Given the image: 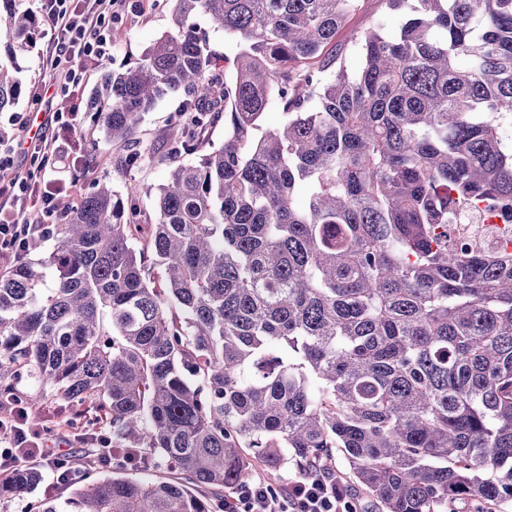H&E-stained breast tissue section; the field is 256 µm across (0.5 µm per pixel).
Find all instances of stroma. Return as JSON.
Returning <instances> with one entry per match:
<instances>
[{
  "instance_id": "obj_1",
  "label": "stroma",
  "mask_w": 512,
  "mask_h": 512,
  "mask_svg": "<svg viewBox=\"0 0 512 512\" xmlns=\"http://www.w3.org/2000/svg\"><path fill=\"white\" fill-rule=\"evenodd\" d=\"M417 4L418 0H407L402 10L392 12L385 7L383 0H359L357 8L348 15L343 28L336 36L337 50L346 52L348 60H355L356 51L351 42L353 35L366 32L378 25L383 26L386 32H397L403 22L412 15ZM171 9L170 0H135L133 6L127 7L122 18L116 22L117 28L124 31L125 37L114 42L109 67L118 69L133 65L146 47L164 32L169 31ZM45 51V33L40 30L37 31L29 51L18 55L14 60L21 67L19 77L24 84L25 94L16 113L0 114L1 137L27 140L45 134L47 112H37V119L24 129L19 128L16 122L17 113L34 110L36 96L41 95L50 100L55 95V86L47 84L42 72L41 61ZM178 105V98L170 97L159 102L156 108L145 116L135 134L145 160L131 169L114 164L115 151L111 142L93 126L90 117H83L77 132L81 153L92 159L95 166L89 174L79 176L75 173L73 158H66L60 164L54 173L55 178L72 185L70 196L63 199L64 204L72 207L79 205L99 179L111 181L114 189L123 194L145 184H161L166 171L155 165L152 158L154 155L165 153L168 148L166 132L180 119ZM32 414L38 420L35 430L39 433L42 443L59 447L60 451L70 453L73 459H81L85 440L98 436L95 429L72 424L74 410L61 401L47 399L41 407L33 409Z\"/></svg>"
}]
</instances>
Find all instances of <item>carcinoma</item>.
<instances>
[{
  "instance_id": "cac0c4a2",
  "label": "carcinoma",
  "mask_w": 512,
  "mask_h": 512,
  "mask_svg": "<svg viewBox=\"0 0 512 512\" xmlns=\"http://www.w3.org/2000/svg\"><path fill=\"white\" fill-rule=\"evenodd\" d=\"M16 2L13 59L37 27ZM418 2L354 36L351 68L323 50L358 0H173L171 30L100 75L86 111L122 167L159 101L192 116L152 157L168 177L140 188L144 233L136 197L97 182L41 260L0 273V406L58 397L187 483L70 480L66 512H211L249 450L303 474L339 450L385 512L512 500V252L450 231L481 202L512 216V0ZM200 16L235 42L230 80ZM24 93L0 66V112ZM40 480L21 465L0 500Z\"/></svg>"
}]
</instances>
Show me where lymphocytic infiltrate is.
<instances>
[{"label":"lymphocytic infiltrate","mask_w":512,"mask_h":512,"mask_svg":"<svg viewBox=\"0 0 512 512\" xmlns=\"http://www.w3.org/2000/svg\"><path fill=\"white\" fill-rule=\"evenodd\" d=\"M48 25V49L42 67L49 76L63 75L65 84L85 82L94 68L112 56V21L127 0H36ZM77 141L60 146L53 137H40L30 151V166H14L16 149L0 139V251L20 258L32 237L48 238L52 225L67 214L58 206L68 187L46 179L64 150H78ZM38 458L62 485L72 475L70 457L40 447L28 424V414L11 408L0 416V475L13 472L18 461ZM224 512H360L348 486L327 472L299 475L283 490L257 481L224 496Z\"/></svg>","instance_id":"obj_1"}]
</instances>
